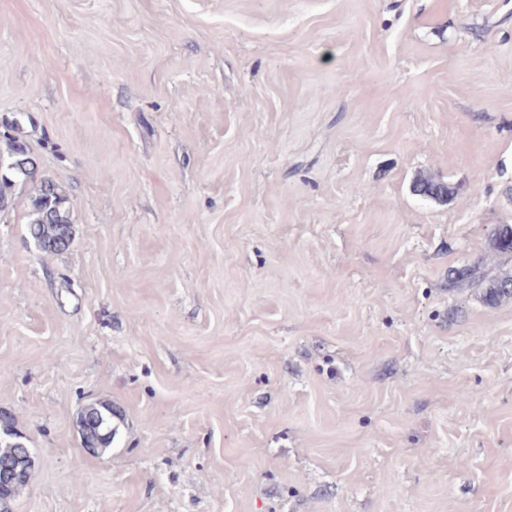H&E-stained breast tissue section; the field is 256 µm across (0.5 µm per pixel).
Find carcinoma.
<instances>
[{"instance_id": "cac0c4a2", "label": "carcinoma", "mask_w": 512, "mask_h": 512, "mask_svg": "<svg viewBox=\"0 0 512 512\" xmlns=\"http://www.w3.org/2000/svg\"><path fill=\"white\" fill-rule=\"evenodd\" d=\"M32 185L27 234L34 245L44 253L59 254L69 250L74 242V228L70 218L68 195L63 186L40 175L39 160L29 147L16 138L9 139L6 149L0 151V215L9 211L12 188L16 184ZM416 189L424 194L441 197L448 194V186L439 180L420 179ZM494 249L501 255L512 256V226L503 224L493 240ZM484 260L476 259L468 267L448 273V289L462 291L475 284L483 285V299L494 305L512 298V275L488 277L483 270ZM78 434L86 448L105 451L112 447L116 428L112 427V404L99 402L81 409L77 417ZM32 472L31 461L23 463L12 482L9 495L0 496V512H8L7 504L14 500L28 484Z\"/></svg>"}]
</instances>
